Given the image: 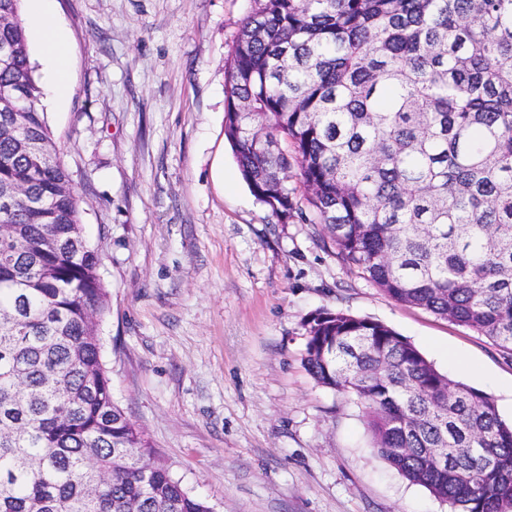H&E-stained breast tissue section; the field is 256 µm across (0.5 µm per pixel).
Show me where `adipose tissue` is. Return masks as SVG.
Masks as SVG:
<instances>
[{
    "mask_svg": "<svg viewBox=\"0 0 512 512\" xmlns=\"http://www.w3.org/2000/svg\"><path fill=\"white\" fill-rule=\"evenodd\" d=\"M49 0H26L27 36L40 49L47 64L46 91L49 99L70 96L72 81L67 43L55 24Z\"/></svg>",
    "mask_w": 512,
    "mask_h": 512,
    "instance_id": "1",
    "label": "adipose tissue"
}]
</instances>
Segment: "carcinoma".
<instances>
[{"mask_svg": "<svg viewBox=\"0 0 512 512\" xmlns=\"http://www.w3.org/2000/svg\"><path fill=\"white\" fill-rule=\"evenodd\" d=\"M224 135L278 223L321 224L396 302L512 352V0H253ZM0 512H214L112 400L110 310L41 108L21 0H0ZM303 365L363 405L376 453L451 512H512V423L386 325L305 321ZM445 448L443 460L427 454Z\"/></svg>", "mask_w": 512, "mask_h": 512, "instance_id": "carcinoma-1", "label": "carcinoma"}]
</instances>
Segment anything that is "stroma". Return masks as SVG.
Wrapping results in <instances>:
<instances>
[{
    "label": "stroma",
    "instance_id": "stroma-1",
    "mask_svg": "<svg viewBox=\"0 0 512 512\" xmlns=\"http://www.w3.org/2000/svg\"><path fill=\"white\" fill-rule=\"evenodd\" d=\"M251 0H54L73 92L44 104L111 292L112 397L216 512H449L373 448L355 397L305 370L325 308L379 321L512 421V353L345 269L278 223L224 136V63Z\"/></svg>",
    "mask_w": 512,
    "mask_h": 512
}]
</instances>
